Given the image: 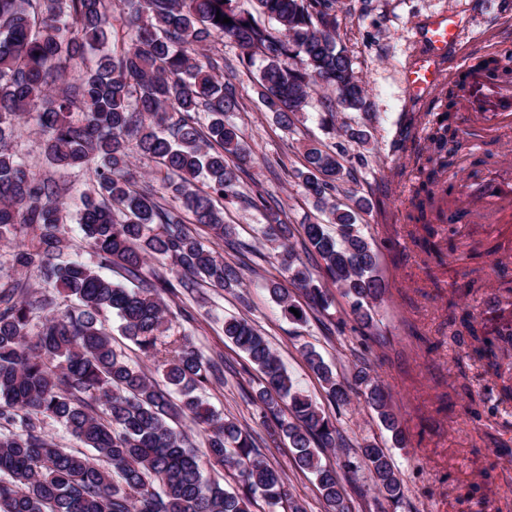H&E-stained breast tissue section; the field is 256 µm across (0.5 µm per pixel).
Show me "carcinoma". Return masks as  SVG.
Here are the masks:
<instances>
[{
  "instance_id": "cac0c4a2",
  "label": "carcinoma",
  "mask_w": 512,
  "mask_h": 512,
  "mask_svg": "<svg viewBox=\"0 0 512 512\" xmlns=\"http://www.w3.org/2000/svg\"><path fill=\"white\" fill-rule=\"evenodd\" d=\"M252 2L250 12L237 0H0V243L30 231L13 252L15 266L35 271L44 287L75 300L59 311L56 296L36 292L28 279H0V512H251L258 495L274 510L304 512L280 472L257 452L253 435L196 394L226 383L224 355H205L184 331L171 334L175 314L165 301L181 289L242 287L237 268L215 249L221 242L237 245L224 209L241 198L240 175L251 152L224 115L242 103L224 84V57L201 62L189 50L209 49L218 39L235 45L238 63L256 68L265 111L284 129L321 86L335 93L325 104L326 124L335 125L337 108L367 110L366 87L337 43L336 0ZM261 15L275 26L261 22ZM473 68L512 76L497 54ZM440 102L408 215L424 231L413 240L427 267L445 265L434 217L448 156L459 144L455 89L440 93ZM30 122L55 172L92 173L79 195L83 239L100 262L140 286L129 288L71 257L61 232L66 182L36 172L12 148ZM136 155L156 163L160 184L133 170ZM302 156L296 177L325 215L302 225V246L307 256L323 260L326 280L314 276L290 243L284 211L260 194L265 238L309 309L279 284L268 288L289 321L306 324L308 311L328 310L329 288L336 287L368 326L384 284L377 254L357 224L367 202L357 198L343 208L333 200L345 178L336 152L309 143ZM186 214L208 230L213 247L197 238ZM150 258L171 261L179 276L146 279ZM109 313L120 320L121 335L161 370L162 381L116 350L104 324ZM463 328L459 339L469 338L471 354L498 369L501 354L512 347V325L489 337L469 313ZM223 332L261 373L254 402L268 437L289 440L295 466L316 476L328 512H348L336 471L320 460L325 449L348 447L336 421L294 384L251 321L226 316ZM300 354L336 406L349 404L350 392L358 390L403 444L390 396L367 368L347 378L315 348L304 346ZM181 418L193 422L206 455L231 473L237 488L204 477L195 441L171 425ZM46 420L83 448L62 447L45 433ZM360 453L373 490L399 502L402 481L391 455L374 443L360 446Z\"/></svg>"
}]
</instances>
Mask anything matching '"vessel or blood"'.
I'll use <instances>...</instances> for the list:
<instances>
[{
    "instance_id": "vessel-or-blood-1",
    "label": "vessel or blood",
    "mask_w": 512,
    "mask_h": 512,
    "mask_svg": "<svg viewBox=\"0 0 512 512\" xmlns=\"http://www.w3.org/2000/svg\"><path fill=\"white\" fill-rule=\"evenodd\" d=\"M461 23L456 16L439 14L428 19L421 29L422 49L406 68V84L414 97L435 92L449 76L446 67L448 48L459 40ZM464 112L479 114L501 129L503 149L512 148V83L487 79L472 73L462 97ZM512 198V173L493 180L478 194V218L485 224L501 223L503 203Z\"/></svg>"
}]
</instances>
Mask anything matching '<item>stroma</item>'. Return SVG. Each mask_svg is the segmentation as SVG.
<instances>
[{
  "instance_id": "1",
  "label": "stroma",
  "mask_w": 512,
  "mask_h": 512,
  "mask_svg": "<svg viewBox=\"0 0 512 512\" xmlns=\"http://www.w3.org/2000/svg\"><path fill=\"white\" fill-rule=\"evenodd\" d=\"M442 13L456 14L461 22L460 44L449 48V61H456L463 47L474 61L512 48V0H338L337 39L367 89L369 109L337 112L333 133L321 124L331 90L312 92L303 115L291 129H283L265 111L253 74L239 66L237 49L223 46L224 80L244 104L230 121L253 153L244 194L259 192L276 202L286 214L291 242H300L302 225L321 218L295 176L303 164V145L316 140L338 152L353 175L336 192L337 202L347 203L354 195L368 200L359 224L377 253L386 285L373 311V327L354 320L348 298L338 289L321 319L304 326L288 322L264 287L283 276L262 233L263 212L241 201L225 209L224 219L235 226L243 248L234 251L224 243L218 248L226 262L239 268L241 292L208 288L203 295L171 301L172 308H187L195 317L190 326L175 320L174 332L191 329L205 354L222 353L225 365L235 371L228 386L205 394L218 413L234 415L252 433L264 431L251 400L260 374L221 329L225 315L239 314L267 336L293 381L335 419L350 446L371 441L389 449L402 479L403 496L396 506L369 489L366 472L344 471V454L323 451L322 463L337 470L352 512H512V401H499L498 379L466 357L448 321L452 312L475 313L490 336L512 323V302L501 298L505 282H512V223L471 224L457 214V238L482 251L489 278L485 288L461 298L452 310L448 301L466 282L465 266L448 260L437 284L426 281L411 238L415 226L408 221L414 161L426 151L427 114L436 101L413 98L404 71L419 51L422 21ZM348 124L370 130V145L348 141L342 133ZM305 344L314 345L338 373L350 374L357 365L371 369L391 397L405 448L392 447L362 397L341 408L329 401L299 354ZM260 451L307 512H326L315 477L295 468L288 442L269 441Z\"/></svg>"
}]
</instances>
